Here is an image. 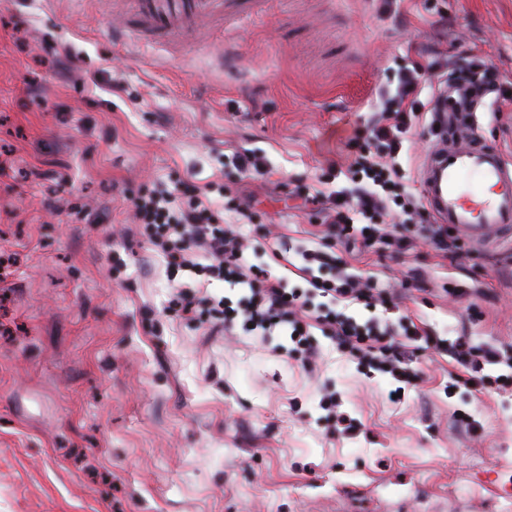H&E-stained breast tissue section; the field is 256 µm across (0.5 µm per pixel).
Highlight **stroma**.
<instances>
[{
	"label": "stroma",
	"instance_id": "1",
	"mask_svg": "<svg viewBox=\"0 0 512 512\" xmlns=\"http://www.w3.org/2000/svg\"><path fill=\"white\" fill-rule=\"evenodd\" d=\"M115 2L0 0V512H512V391L451 386L437 348L512 347V237L337 247L385 299L337 310L426 330L402 387L318 330L308 362L279 333L212 332L242 289L168 270L131 205L193 184L303 286L295 250L350 191L346 140L406 57L492 61L507 92L477 133L512 161V0H261L177 62L119 35ZM435 138L422 121L403 144L412 194ZM246 150L262 171L234 168Z\"/></svg>",
	"mask_w": 512,
	"mask_h": 512
}]
</instances>
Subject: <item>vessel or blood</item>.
<instances>
[{
	"instance_id": "obj_1",
	"label": "vessel or blood",
	"mask_w": 512,
	"mask_h": 512,
	"mask_svg": "<svg viewBox=\"0 0 512 512\" xmlns=\"http://www.w3.org/2000/svg\"><path fill=\"white\" fill-rule=\"evenodd\" d=\"M256 0H129L130 33L164 47L181 45L205 20L226 13L243 17ZM483 94L456 88L440 113V135L418 171L424 203L435 223L478 243L496 231H512V165L501 151L469 132ZM466 120L460 128L458 120Z\"/></svg>"
}]
</instances>
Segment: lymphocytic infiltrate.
Masks as SVG:
<instances>
[{
	"mask_svg": "<svg viewBox=\"0 0 512 512\" xmlns=\"http://www.w3.org/2000/svg\"><path fill=\"white\" fill-rule=\"evenodd\" d=\"M428 71V66L419 60L406 59L398 70L395 87L380 91L374 105L375 116L366 132L349 137L347 170L356 185L355 195L350 199L328 197L331 241L299 247L307 289L289 287L286 278L248 263L247 240L230 225L220 223L218 214L195 197H188L179 208L174 207L172 198L164 196L135 201L139 223L150 229L151 241L165 253L169 267L189 266L204 281L218 280L248 288V295L238 302H225V330L238 326L264 333L281 330L293 343L292 354L306 358L313 352L311 330L317 327L334 338L340 348L360 355L367 367L391 374L399 382L409 384L417 380V372L405 362L403 349L423 335V328L407 316L383 325L370 321L361 324L336 311L334 304L338 301L375 307L380 295L359 276L337 267L333 246L358 241L365 247L380 243L399 249L407 243L408 231L420 227L437 251L457 254V237L447 227L426 223V209L419 197L405 193L396 167V159L413 125L421 116L433 115L440 106L439 99L423 103L417 98ZM394 212L401 219L396 227L385 222ZM201 251L210 256V263L197 262ZM311 289L328 297L330 304L308 315L304 309ZM449 352L468 372L470 384L498 391L512 389V372L496 377L483 372L488 364H503L512 369V351L484 349L460 338L451 343Z\"/></svg>",
	"mask_w": 512,
	"mask_h": 512,
	"instance_id": "obj_1",
	"label": "lymphocytic infiltrate"
}]
</instances>
